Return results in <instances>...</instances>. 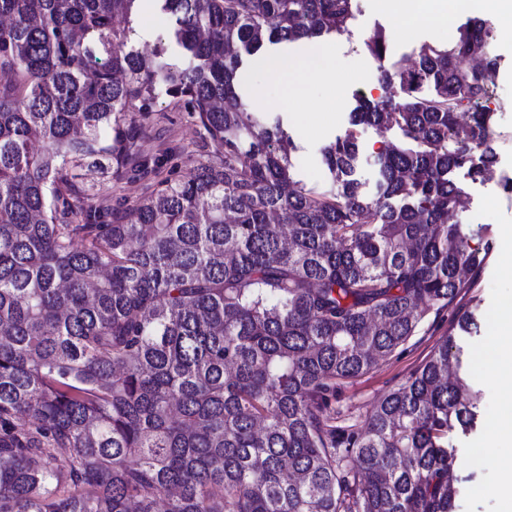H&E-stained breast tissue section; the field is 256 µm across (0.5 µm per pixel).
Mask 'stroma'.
Here are the masks:
<instances>
[{"mask_svg": "<svg viewBox=\"0 0 512 512\" xmlns=\"http://www.w3.org/2000/svg\"><path fill=\"white\" fill-rule=\"evenodd\" d=\"M378 4L379 0H358L359 10L351 26V35L333 36L324 41L336 63V76L342 87L339 103H332L329 88L316 82L309 85L303 100L289 103L283 85L258 68L255 57L246 55L242 58L241 71L249 76L242 86L243 102L249 111L267 121L282 123L295 146L296 180L319 192L332 193L337 189L323 160L322 150L348 128L356 96L377 99L385 94L380 66L366 47L376 26L389 29L394 25L391 14L379 9ZM170 29L171 23L160 11L157 0H139L128 45L142 52L151 51L158 40L167 39ZM499 58V77L489 106L496 112V168L498 174L503 175L512 174V54L503 52ZM298 112H327L331 119L322 131L313 132L295 120L294 115ZM358 137L361 157L357 177L365 192L372 195L379 179L375 157L387 136L374 127L362 126L358 129ZM139 147L145 174L118 181L95 168L87 176L86 183L91 186L95 202L102 210L127 209L158 181L189 177L197 160L205 153L203 130L194 116L164 94L159 96L144 123ZM456 180L468 191L472 201L456 214L455 220L461 225L469 246L485 258L473 287L462 292L453 309L437 316L427 315L417 335L387 360L344 383L336 394L334 406L338 425L362 428L373 406L404 383L431 350L447 337L454 309L476 308L479 334L470 339L462 360L474 372V380L484 392V401L475 426L465 433L453 432L448 438L449 447L456 450L453 469L457 489L455 512H501L496 498L480 492L481 487L494 484L498 478L499 451L487 453L479 468L471 465L470 458L473 449L483 446L489 421L503 412L498 391L491 381L479 375L478 370L489 343L491 312L512 298V279H506L497 268L501 247L499 227L512 224V198L500 196L494 183L472 181L463 171L457 173Z\"/></svg>", "mask_w": 512, "mask_h": 512, "instance_id": "stroma-1", "label": "stroma"}]
</instances>
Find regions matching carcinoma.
Masks as SVG:
<instances>
[{
  "label": "carcinoma",
  "mask_w": 512,
  "mask_h": 512,
  "mask_svg": "<svg viewBox=\"0 0 512 512\" xmlns=\"http://www.w3.org/2000/svg\"><path fill=\"white\" fill-rule=\"evenodd\" d=\"M137 2L0 0V512H454L448 434L481 401L471 312L361 429L331 400L483 264L451 219L458 171L496 177L490 23L408 61L375 30L388 94L323 148L327 195L241 101L240 50L346 34L357 0H159L178 61L127 49ZM162 91L212 155L109 216L85 170H141ZM365 125L397 133L374 197Z\"/></svg>",
  "instance_id": "cac0c4a2"
}]
</instances>
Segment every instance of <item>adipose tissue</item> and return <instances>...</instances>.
<instances>
[{
  "label": "adipose tissue",
  "mask_w": 512,
  "mask_h": 512,
  "mask_svg": "<svg viewBox=\"0 0 512 512\" xmlns=\"http://www.w3.org/2000/svg\"><path fill=\"white\" fill-rule=\"evenodd\" d=\"M388 13L396 16V33L422 26L435 31L447 25L455 8L453 0H385ZM259 66L265 68L282 83L288 95L300 100L310 83L320 82L328 87L336 85V68L328 51L320 45L312 46L301 57L281 59L262 58ZM494 329L488 346L495 359L490 365L495 389L504 397H512V301L499 304L493 313Z\"/></svg>",
  "instance_id": "obj_1"
}]
</instances>
